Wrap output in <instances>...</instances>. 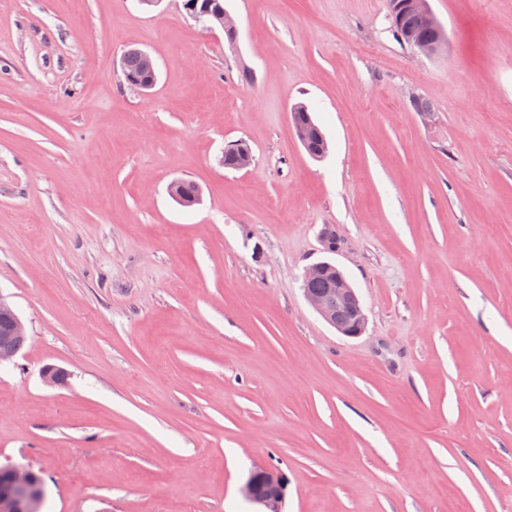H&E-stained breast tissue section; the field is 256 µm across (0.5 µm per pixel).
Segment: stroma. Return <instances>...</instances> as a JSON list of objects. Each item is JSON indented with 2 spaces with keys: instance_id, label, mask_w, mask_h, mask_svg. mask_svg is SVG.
<instances>
[{
  "instance_id": "35a3bbf8",
  "label": "stroma",
  "mask_w": 512,
  "mask_h": 512,
  "mask_svg": "<svg viewBox=\"0 0 512 512\" xmlns=\"http://www.w3.org/2000/svg\"><path fill=\"white\" fill-rule=\"evenodd\" d=\"M429 3L433 57L387 0H224L232 42L182 0H0V467L41 512H259V466L284 512H512V0ZM324 260L358 337L304 296ZM396 26H393V33L400 41L398 35H410L413 40H418L425 43H432L439 39L434 44L412 43L411 49L424 56H434L447 46V39L445 37L444 29L435 22H431L420 13L411 10H404L400 13L396 20ZM145 56H146V60H147V62H146L147 68H148L150 75L147 77H144V78L134 77V76H131L126 73V72H128V73L137 74V75L144 73L141 69V66H142L141 49H139L137 47H131V48L127 49L123 56V59L121 60V69H122V73L125 78V81L133 87H137V88H141V89H149L152 86H154V84L156 82L157 74H156V69L154 67V63L151 60V58L147 55V53H145ZM123 60H124V69L126 72L123 69ZM330 271L332 273L329 275ZM325 277L328 278V288L324 280H319ZM302 288L309 304L339 333L347 337H357L363 333L366 318L362 304L355 289L337 266L326 261L311 265L303 274ZM324 288L326 290L321 295L315 296L310 293L320 294ZM345 312L352 314L353 319L349 324L337 321ZM0 470L2 471L0 472V495L9 491L8 478L11 485V493L0 497V510L2 512H40L45 488L43 481L36 480L35 472L25 466H13ZM287 486L282 473L268 467H258L250 474L242 492L246 498L264 508L262 512H282Z\"/></svg>"
}]
</instances>
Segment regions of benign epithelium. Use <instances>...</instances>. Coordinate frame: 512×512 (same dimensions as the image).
<instances>
[{"mask_svg": "<svg viewBox=\"0 0 512 512\" xmlns=\"http://www.w3.org/2000/svg\"><path fill=\"white\" fill-rule=\"evenodd\" d=\"M149 76L138 78L124 74L125 81L137 88L149 89L154 86L157 74L152 60H147ZM328 278V288L315 296L306 288L312 281ZM302 285L304 295L316 312L339 333L347 337L361 335L365 328V314L360 299L350 282L338 267L330 262H319L308 267ZM11 318L9 335L26 337L25 327L6 298L0 294V316ZM1 472L10 479L11 493L0 497V512H40V504L45 494L44 482L37 481L35 472L25 466L7 467ZM287 480L284 475L268 467H258L252 471L242 488L246 498L261 506L263 512H283L287 493Z\"/></svg>", "mask_w": 512, "mask_h": 512, "instance_id": "obj_1", "label": "benign epithelium"}]
</instances>
